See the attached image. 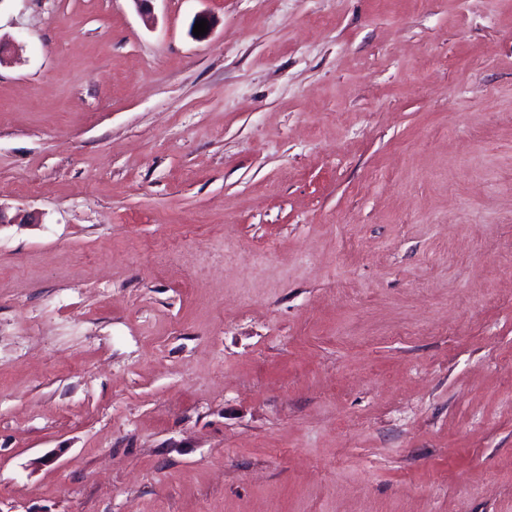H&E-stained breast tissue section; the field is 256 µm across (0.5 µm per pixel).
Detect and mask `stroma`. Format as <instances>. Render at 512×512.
Here are the masks:
<instances>
[{
    "instance_id": "35a3bbf8",
    "label": "stroma",
    "mask_w": 512,
    "mask_h": 512,
    "mask_svg": "<svg viewBox=\"0 0 512 512\" xmlns=\"http://www.w3.org/2000/svg\"><path fill=\"white\" fill-rule=\"evenodd\" d=\"M152 14L0 0V512H512V0Z\"/></svg>"
}]
</instances>
